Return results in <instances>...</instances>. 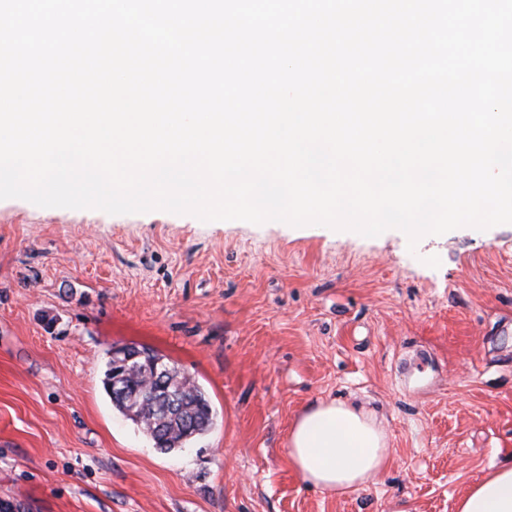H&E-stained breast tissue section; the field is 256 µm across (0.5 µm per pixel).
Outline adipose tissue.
Listing matches in <instances>:
<instances>
[{
    "mask_svg": "<svg viewBox=\"0 0 512 512\" xmlns=\"http://www.w3.org/2000/svg\"><path fill=\"white\" fill-rule=\"evenodd\" d=\"M388 457V439L373 415L321 399L307 406L288 433V459L302 480L336 495L372 483ZM456 512H512V463L490 467L458 500Z\"/></svg>",
    "mask_w": 512,
    "mask_h": 512,
    "instance_id": "obj_1",
    "label": "adipose tissue"
}]
</instances>
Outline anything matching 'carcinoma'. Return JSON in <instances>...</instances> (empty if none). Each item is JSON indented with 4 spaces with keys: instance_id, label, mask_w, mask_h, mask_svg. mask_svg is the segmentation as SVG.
<instances>
[{
    "instance_id": "1",
    "label": "carcinoma",
    "mask_w": 512,
    "mask_h": 512,
    "mask_svg": "<svg viewBox=\"0 0 512 512\" xmlns=\"http://www.w3.org/2000/svg\"><path fill=\"white\" fill-rule=\"evenodd\" d=\"M151 357L160 363L171 381V389L179 394V404L171 411L165 410V402L153 404L144 392L145 379L132 374L130 381L137 394L127 392L119 396L112 390L113 360H108L104 372V386L113 406L133 423L150 435L157 449L170 452L184 448L197 436L208 432L213 426V414L205 392L178 368L163 362L157 353Z\"/></svg>"
}]
</instances>
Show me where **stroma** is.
Here are the masks:
<instances>
[{
	"instance_id": "35a3bbf8",
	"label": "stroma",
	"mask_w": 512,
	"mask_h": 512,
	"mask_svg": "<svg viewBox=\"0 0 512 512\" xmlns=\"http://www.w3.org/2000/svg\"><path fill=\"white\" fill-rule=\"evenodd\" d=\"M145 346L213 427L158 451L103 387ZM322 398L388 437L375 483L304 485L288 430ZM512 462V224L420 240L0 200V504L9 512H455Z\"/></svg>"
}]
</instances>
